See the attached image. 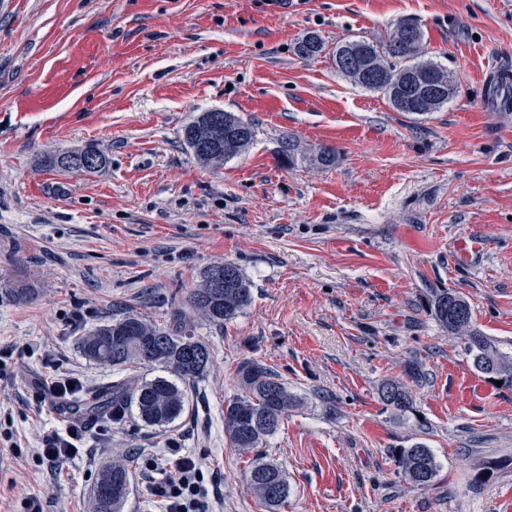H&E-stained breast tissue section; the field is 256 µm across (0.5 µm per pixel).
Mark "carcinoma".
Instances as JSON below:
<instances>
[{"mask_svg":"<svg viewBox=\"0 0 512 512\" xmlns=\"http://www.w3.org/2000/svg\"><path fill=\"white\" fill-rule=\"evenodd\" d=\"M407 26L418 28L411 42L400 43L397 37ZM325 49L317 32L306 33L294 47L302 60L318 58ZM369 59L377 69L374 81L360 77L359 64H345L358 54ZM336 70L355 84L368 90L384 92L393 107L407 115L420 113L406 108L399 90L408 79L420 72L433 73L442 84V95L431 108L435 112L448 104L455 94L451 75L440 64L426 58L425 33L421 25L401 20L380 41L346 38L336 44L333 54ZM212 113L200 112L184 125L183 143L193 156L205 165H221L225 160L244 153L255 138L254 124L234 112L224 113V128L209 151L198 147V136L210 122ZM94 156V172L107 164L106 156L93 145L77 151L54 154L47 159L49 167L79 173L84 167L79 159ZM224 287H211V272L216 265L205 268L198 284L186 289L181 305L172 314L170 324L161 325L136 314L115 317L80 337L78 345L83 356L98 364L110 366L117 378L111 385L73 400L71 413L82 418L116 420L131 410L135 418L149 426H163L180 418L188 406V391L206 375L213 355L210 346L195 336L194 322L202 320L222 329L251 300L252 284L232 262L222 263ZM431 312L448 332L458 336L474 363L494 358L497 369L489 378L512 385V351L473 326L472 310L463 293L445 289L435 294ZM161 368L165 376L152 379L139 377L138 370ZM242 393L224 406V435L230 445L242 454L260 448L273 435L282 419L296 403L295 397L281 375L257 362L239 366ZM381 402L394 414L408 419L415 415L411 395L401 383L386 382L378 391ZM398 468L413 484L426 488L438 473L439 465L431 449L422 442L396 451ZM247 487L269 509L278 507L287 496L283 471L272 460L257 455L251 459L246 473ZM130 461L126 455L112 459L103 469L93 488L91 512H122L129 493Z\"/></svg>","mask_w":512,"mask_h":512,"instance_id":"1","label":"carcinoma"}]
</instances>
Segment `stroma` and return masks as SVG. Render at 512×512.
<instances>
[{"mask_svg": "<svg viewBox=\"0 0 512 512\" xmlns=\"http://www.w3.org/2000/svg\"><path fill=\"white\" fill-rule=\"evenodd\" d=\"M403 19L457 85L418 120L332 57ZM310 31L326 48L305 61L293 48ZM507 62L512 0H0V512L28 497L90 512L115 451L160 458L171 438L214 476L221 512H266L224 437L247 360L299 401L262 448L288 481L278 512H512V385L488 382L428 306L432 291L462 292L481 331L512 341V110L485 83ZM215 108L256 138L205 166L182 129ZM90 144L105 167L44 164ZM322 147L332 166L315 161ZM463 236L484 247L471 266L455 256ZM224 261L252 301L223 329L197 324L214 363L186 413L162 427L97 419L73 460L39 458L74 420L39 382L58 369L88 393L113 379L79 337L129 311L164 323L180 288ZM20 279L30 298L14 296ZM411 361L421 431L378 394ZM419 440L439 464L425 489L396 463ZM485 461L498 468L476 480Z\"/></svg>", "mask_w": 512, "mask_h": 512, "instance_id": "1", "label": "stroma"}]
</instances>
